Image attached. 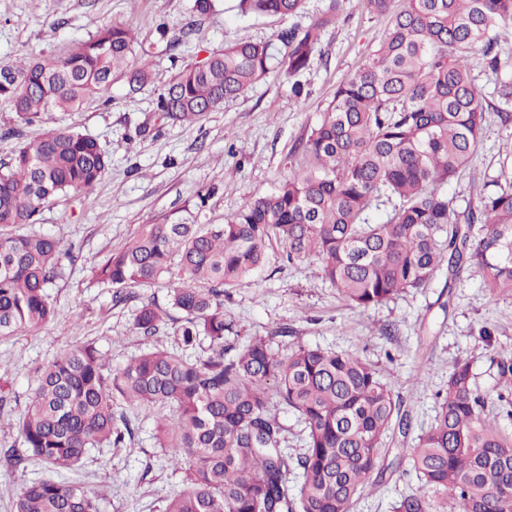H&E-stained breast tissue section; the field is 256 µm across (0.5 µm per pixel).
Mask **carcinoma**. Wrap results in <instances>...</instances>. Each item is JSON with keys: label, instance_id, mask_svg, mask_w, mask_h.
<instances>
[{"label": "carcinoma", "instance_id": "obj_1", "mask_svg": "<svg viewBox=\"0 0 512 512\" xmlns=\"http://www.w3.org/2000/svg\"><path fill=\"white\" fill-rule=\"evenodd\" d=\"M391 3L360 0L366 13L389 16L387 30L296 146L303 166L222 224H142L95 265L93 282L113 288L117 304L178 271L168 296L179 313L178 349L153 347L116 368L93 343L60 353L37 377L17 423L21 446L7 451L11 465L75 470L91 448L124 446L136 433L127 406L154 418L157 447L184 470L163 512H349L371 477L380 483L385 437L395 425L405 435L412 429L391 380L356 354L318 346L281 355L255 337L230 354L224 289L269 263L276 241L290 263L319 257L325 280L357 308L426 288L443 268L450 281L470 271L492 293L512 295V185L481 197L464 217L440 191L469 163L487 112L512 122V78L495 84L494 105L470 72L478 52L500 69L499 30L512 25V0H407L397 12ZM303 4L238 0L237 10L287 18ZM343 4L330 0L307 27L226 45L185 68L161 88L158 120L198 121L272 73L296 78ZM133 41L114 24L62 55L0 65V100L17 121L4 137L19 139L0 162L1 338L54 319L47 288L75 259L59 239L25 227L58 197L91 190L109 167L88 135L59 128L27 137L23 128L80 107L118 72L130 93L154 81L149 62L132 60ZM385 203L393 204L386 220L369 222L371 206ZM168 317L149 299L134 329L154 337ZM498 387L499 407L490 410L470 361L454 363L436 415L410 449L419 485L392 512H512V434L498 425L500 414L512 419L511 350L498 360ZM273 404L304 425L303 453L281 447ZM14 508L98 512L82 483L52 478L27 485Z\"/></svg>", "mask_w": 512, "mask_h": 512}]
</instances>
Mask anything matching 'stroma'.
<instances>
[{"mask_svg": "<svg viewBox=\"0 0 512 512\" xmlns=\"http://www.w3.org/2000/svg\"><path fill=\"white\" fill-rule=\"evenodd\" d=\"M237 0H213L208 15L196 17L194 0H0V64L19 58L66 52L100 29L121 23L137 34L133 57L150 63L170 79L206 52L241 40L269 39L281 29L305 27L328 9L330 0H305L297 16H240ZM182 38L171 46L157 26ZM386 20L361 12L358 0L327 26L310 67L301 77L302 97L290 91L291 78L276 74L246 95L224 103L194 123H160L156 102L160 86L150 83L128 93L123 76L74 111L51 113L50 128H71L96 138L110 166L88 193H71L45 207L37 231L60 239L76 262L49 289L56 317L34 332L0 338V379L7 400L0 404V512H14V501L31 482L49 477L43 465L13 468L4 451L18 439L16 423L26 413L36 387V370L61 351L92 342L113 365L140 351L176 346L180 324L168 322L159 336L133 329L141 300L166 304L176 279L137 288L134 300L114 304L109 287L92 283L90 270L109 251L122 247L140 225L190 218L221 224L244 203L270 192L304 161L296 150L332 100L337 85L350 78L375 49ZM512 146V124L489 115L482 140L468 165L446 191L458 211L476 207L479 196L504 183L500 152ZM215 187L206 205L199 193ZM224 319L230 323L225 344L238 346L252 337L270 340L287 353L295 344L352 352L390 373L395 392L416 426L428 425L438 409L436 394L448 381L455 360L472 364L478 390L497 392V362L512 350V296L494 297L479 277L462 274L452 289L434 284L406 291L370 309L348 305L325 281L317 258L289 264L271 258L262 272L224 295ZM427 382L415 384L416 372ZM130 446L93 448L72 481L94 494L100 512H163L182 487L153 439V422L136 418ZM380 461L383 481L368 486L350 512H391L400 494L418 481L408 466L413 437L394 434Z\"/></svg>", "mask_w": 512, "mask_h": 512, "instance_id": "35a3bbf8", "label": "stroma"}]
</instances>
